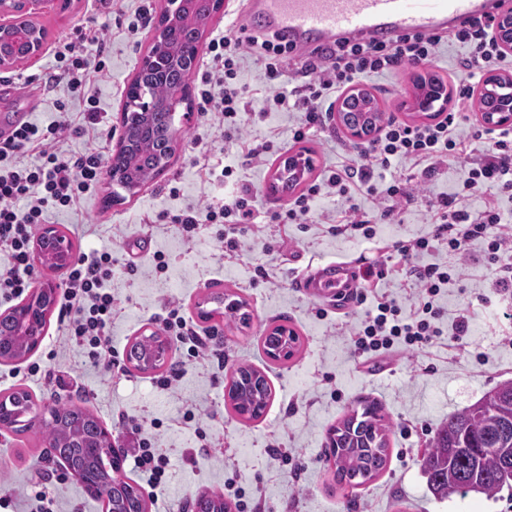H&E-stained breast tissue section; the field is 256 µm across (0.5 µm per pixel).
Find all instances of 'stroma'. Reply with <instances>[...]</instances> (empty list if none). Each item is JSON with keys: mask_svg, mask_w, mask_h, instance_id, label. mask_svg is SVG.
Segmentation results:
<instances>
[{"mask_svg": "<svg viewBox=\"0 0 512 512\" xmlns=\"http://www.w3.org/2000/svg\"><path fill=\"white\" fill-rule=\"evenodd\" d=\"M163 6L164 0H124L108 15L98 10L95 0H49L36 17L47 33L41 54L0 71V114L45 122L51 101L40 98L27 107L24 96L37 91L45 74L56 67L60 44L107 25L110 74L97 83L96 93L111 130L99 148L111 156L121 135L125 91L154 32L152 24L133 29L129 23L138 10L148 9L155 17ZM414 73L410 67L372 74L360 83L387 116L405 121L409 111L397 94L409 86ZM297 119L294 112H272L247 126L250 135L270 142L272 150L266 161L237 170V179L252 190L259 225L243 227L236 252L225 251L218 225L201 226L189 242L172 221L180 210L222 197L224 187L210 170L240 149L238 138L215 137L206 106L198 99L189 117L176 120L174 155L159 178L109 207L103 199L112 183L105 178L76 209L50 212L48 225L64 232L74 255L112 252L116 310L110 334L116 361L107 367L80 357L65 343L64 328L53 313L35 350L17 361L0 360V393L25 391L35 403L48 406L57 400L79 402L121 444L126 441L125 420L143 424L145 437L168 460L161 485L143 489L147 512H184L186 503L201 495L235 489L245 491L259 512H512V494L507 492L494 500L475 493L436 499L422 473V457L448 416L512 380V325L497 316L500 302L492 275L483 264L469 265L441 300L448 316L465 309L473 318L472 333L462 344L443 335L420 352H397L376 371H367L350 338L364 307L352 302L339 306L296 285L297 275L319 261L356 259L361 244L327 233L321 223H280L288 200L271 189L275 172L288 158H308L315 178L354 151L355 144L333 109L313 139L290 144L288 131ZM462 174V163L442 166L428 181L425 195L405 205L395 221L377 225L378 237L392 241L429 234L427 197L448 192ZM157 253L168 263L166 272L155 268ZM216 283L246 302L248 326L221 315L201 318L198 304ZM483 295L489 304L480 303ZM171 304L196 323L201 336L223 349L224 363H196L187 359L179 342H170L169 359L185 361L186 371L179 382L163 389L153 373L128 362L126 351L134 338L160 332L159 319ZM320 308L325 317L317 316ZM279 325L294 330L300 342L290 359L275 361L264 353L260 338ZM33 361L60 371L62 386L29 374ZM241 366L261 372L272 388V400L256 420L238 417L228 402L230 378ZM363 397L377 401L390 424L389 461L373 481L346 487L334 479L327 436ZM284 448L299 454L300 475H293L283 461ZM41 489L53 497L55 512L105 510L78 477L48 458L40 425L23 434L0 429V498L8 500L0 512H31L32 497Z\"/></svg>", "mask_w": 512, "mask_h": 512, "instance_id": "1", "label": "stroma"}]
</instances>
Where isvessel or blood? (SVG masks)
<instances>
[{
	"label": "vessel or blood",
	"mask_w": 512,
	"mask_h": 512,
	"mask_svg": "<svg viewBox=\"0 0 512 512\" xmlns=\"http://www.w3.org/2000/svg\"><path fill=\"white\" fill-rule=\"evenodd\" d=\"M502 0H246L241 25L308 52L339 38L387 42L402 32L449 31L472 17H498ZM318 298L344 299L358 286L357 265L319 263L299 280Z\"/></svg>",
	"instance_id": "vessel-or-blood-1"
}]
</instances>
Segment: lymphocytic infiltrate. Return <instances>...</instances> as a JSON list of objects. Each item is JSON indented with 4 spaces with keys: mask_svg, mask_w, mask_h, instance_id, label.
<instances>
[{
    "mask_svg": "<svg viewBox=\"0 0 512 512\" xmlns=\"http://www.w3.org/2000/svg\"><path fill=\"white\" fill-rule=\"evenodd\" d=\"M447 42L466 50L460 62L466 77L456 87L455 106L433 123L389 119L375 138L360 143L356 153L309 184L283 215L285 222L307 223L313 202L324 191L345 201L330 231L371 245L370 255L357 258L360 285L353 300L366 305L367 311L352 334L355 352L369 359L397 349H420L441 336L439 322L445 311L435 299L442 288L459 280L463 265L474 258L493 269L495 286L505 300L499 317L512 323V307L507 304L512 298V221L499 206L501 198H512V128L494 129L488 148L476 160L468 159L469 144L462 134L468 112L475 109V83L484 72L507 63L494 23L478 17L445 36L405 33L387 43L339 41L311 52L297 74L287 69L294 53L276 38L261 33L241 42L222 35L211 40L210 59L196 73L200 97L217 116V130L223 134L236 131L243 116L253 109L246 86L238 81L243 56H253L269 90L267 108L300 113L291 131V140L297 143L306 140L318 123L322 100L343 96L362 76L430 63ZM105 56L103 33L97 29L59 48L55 54L59 69L43 82L44 91L56 95L55 118L44 126L22 124L8 143L0 145V251L10 257L8 265L0 267L2 299L20 298L31 288L34 230L44 222L46 212L73 209L102 180L101 152L77 156L65 149L64 143L67 134L90 133L92 125L100 121L94 87L96 80L107 74ZM74 97L83 103V121L76 125L65 117ZM31 152L39 155V162H27ZM461 158L466 161L461 190L439 195L429 203L434 226L431 236L393 242L377 239L375 224L390 220L401 203L420 190L423 179L435 175L441 165ZM395 164L403 165V177L377 189L373 182L376 171ZM362 187L377 194L375 209L367 211L355 204L354 195ZM475 193L484 198L482 209L462 206V196ZM174 221L190 239L202 224L254 223L250 191L238 187L220 201L175 215ZM440 248L455 257V264H415V257ZM391 275L403 276L416 288L412 314H404L395 299L379 292L381 281ZM65 279L59 319L69 341L91 362L111 361V251L80 256L68 267ZM130 432L134 469L151 486H159L166 457L143 436L140 425H131Z\"/></svg>",
    "mask_w": 512,
    "mask_h": 512,
    "instance_id": "obj_1",
    "label": "lymphocytic infiltrate"
}]
</instances>
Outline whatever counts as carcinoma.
<instances>
[{"label": "carcinoma", "mask_w": 512, "mask_h": 512, "mask_svg": "<svg viewBox=\"0 0 512 512\" xmlns=\"http://www.w3.org/2000/svg\"><path fill=\"white\" fill-rule=\"evenodd\" d=\"M206 5H196L197 21H171L162 30L164 49L151 74L132 83L127 96L136 100L145 95L159 109L149 115L134 110L126 113L125 134L129 145L112 155V169L120 180L105 202L123 199L121 192H135L148 181L160 176L170 165L172 141L176 129L174 115L166 105L175 94L187 89L183 69L192 62L199 45V20L205 18ZM414 108L418 112L444 95L447 86L432 73L420 74L414 80ZM495 84L488 77L479 94L482 109L498 102L492 93ZM339 111L341 123L357 122L365 127L379 126L385 116L379 102L367 91L349 96ZM310 171V160L291 159L279 173L281 190L288 192L301 183ZM47 325V314L39 313L31 320L32 340L21 339L15 328L14 314H0V359L10 360L31 352L33 340L41 337ZM299 337L285 326L273 328L263 337L265 352L279 360L289 358ZM163 341L152 334L135 340L127 350V359L142 371L161 367L158 355ZM232 409L240 416L257 419L263 415L272 398V389L259 372L241 367L232 376L228 391ZM25 392L0 397V426L16 433L22 426ZM54 418L44 424V433L52 447L48 456L64 459L88 492L108 486L116 458L107 450L108 441L99 421L86 407L75 403L53 402ZM389 425L380 414V407L370 400L359 402L336 426L330 429L327 448L333 460L336 481L360 486L379 476L386 468L389 448ZM422 472L428 490L440 500L454 495L464 497L477 493L489 499L499 497L503 490L512 492V381L503 382L485 392L475 403L450 415L430 441L423 456ZM109 512H147L138 487L127 482L104 498ZM195 512H230L229 504L220 495H201L193 503Z\"/></svg>", "instance_id": "carcinoma-1"}]
</instances>
